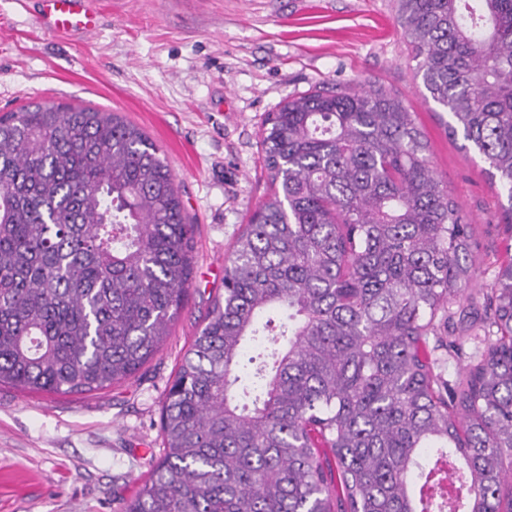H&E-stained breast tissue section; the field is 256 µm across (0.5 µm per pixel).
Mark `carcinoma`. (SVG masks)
<instances>
[{
    "label": "carcinoma",
    "mask_w": 512,
    "mask_h": 512,
    "mask_svg": "<svg viewBox=\"0 0 512 512\" xmlns=\"http://www.w3.org/2000/svg\"><path fill=\"white\" fill-rule=\"evenodd\" d=\"M430 98L512 225V0H397ZM271 193L166 390L163 456L121 512H512V263L454 385L427 353L474 278L473 226L414 113L381 88L268 114ZM159 148L115 112L0 116V385L86 394L136 375L192 280ZM270 349L235 373L246 341Z\"/></svg>",
    "instance_id": "carcinoma-1"
}]
</instances>
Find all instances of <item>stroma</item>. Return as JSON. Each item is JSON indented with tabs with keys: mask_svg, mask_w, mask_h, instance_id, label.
<instances>
[{
	"mask_svg": "<svg viewBox=\"0 0 512 512\" xmlns=\"http://www.w3.org/2000/svg\"><path fill=\"white\" fill-rule=\"evenodd\" d=\"M91 36H55L35 0H0V115L31 102L118 113L165 156L196 226L195 269L158 353L95 394L0 386V512H120L158 460L161 405L270 182L269 112L316 88L380 87L414 112L430 167L475 229V278L452 311L512 260L507 199L463 138L448 137L414 76L396 0H95Z\"/></svg>",
	"mask_w": 512,
	"mask_h": 512,
	"instance_id": "1",
	"label": "stroma"
}]
</instances>
